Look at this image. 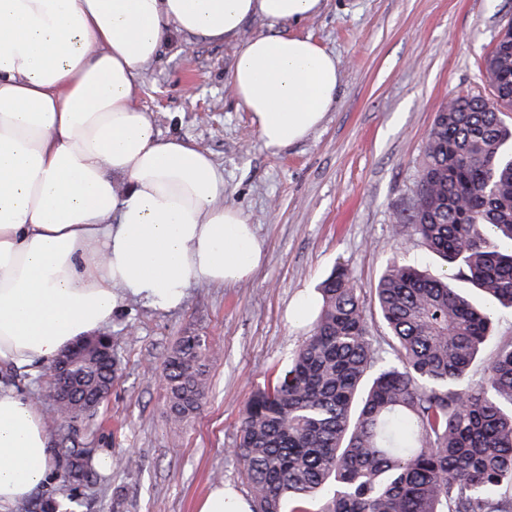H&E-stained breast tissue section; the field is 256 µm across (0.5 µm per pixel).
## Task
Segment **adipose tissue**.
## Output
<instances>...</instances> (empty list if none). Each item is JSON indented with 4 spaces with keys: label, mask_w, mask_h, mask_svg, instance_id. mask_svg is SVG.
I'll return each mask as SVG.
<instances>
[{
    "label": "adipose tissue",
    "mask_w": 512,
    "mask_h": 512,
    "mask_svg": "<svg viewBox=\"0 0 512 512\" xmlns=\"http://www.w3.org/2000/svg\"><path fill=\"white\" fill-rule=\"evenodd\" d=\"M323 0H0V371L36 376L144 300L174 309L191 285L250 279L263 241L224 199V173L162 140L137 104L140 70L170 30L236 41L230 84L263 147L288 149L334 103L340 62L278 26ZM262 19L267 32L244 35ZM51 435L0 380V512L47 479Z\"/></svg>",
    "instance_id": "ef3b65f1"
}]
</instances>
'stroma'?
I'll return each mask as SVG.
<instances>
[{
	"mask_svg": "<svg viewBox=\"0 0 512 512\" xmlns=\"http://www.w3.org/2000/svg\"><path fill=\"white\" fill-rule=\"evenodd\" d=\"M511 20L512 0H325L318 16L281 32L311 36L339 58V91L322 126L280 153L263 147L228 87L235 43L170 32L141 74L138 102L160 138L211 154L265 260L247 282L189 288L178 308L131 301L113 315L122 370L78 433L112 467L85 488L83 512H198L220 483L249 497L232 454L239 420L307 336L309 320L295 316L302 294L316 295L339 263L366 297L392 260L439 269L417 235L394 226L436 113L456 95L487 93L479 67ZM189 331L217 353L199 411L178 425L160 370Z\"/></svg>",
	"mask_w": 512,
	"mask_h": 512,
	"instance_id": "obj_1",
	"label": "stroma"
}]
</instances>
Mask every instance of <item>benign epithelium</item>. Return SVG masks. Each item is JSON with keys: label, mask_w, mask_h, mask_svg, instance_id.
Returning a JSON list of instances; mask_svg holds the SVG:
<instances>
[{"label": "benign epithelium", "mask_w": 512, "mask_h": 512, "mask_svg": "<svg viewBox=\"0 0 512 512\" xmlns=\"http://www.w3.org/2000/svg\"><path fill=\"white\" fill-rule=\"evenodd\" d=\"M88 353L105 365L112 361V341L106 335L88 337L67 350L53 364L49 383L53 387V400L55 404L63 405L79 397L84 407L93 411L109 397L112 391V384L110 383L100 385L92 392L83 393L79 390L72 368L75 362Z\"/></svg>", "instance_id": "benign-epithelium-1"}]
</instances>
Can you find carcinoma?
<instances>
[{"label":"carcinoma","mask_w":512,"mask_h":512,"mask_svg":"<svg viewBox=\"0 0 512 512\" xmlns=\"http://www.w3.org/2000/svg\"><path fill=\"white\" fill-rule=\"evenodd\" d=\"M486 96L437 113L398 233L415 232L439 272L394 260L374 288L389 358L380 356L365 298L340 264L321 282L310 334L276 380L246 403L233 455L252 512H512V342L476 383L470 366L493 331L490 309L454 281L512 309V42L483 59ZM210 348L183 336L162 377L176 422L199 409ZM90 416L61 407L58 471L68 503L98 478L96 454L72 440Z\"/></svg>","instance_id":"1"}]
</instances>
